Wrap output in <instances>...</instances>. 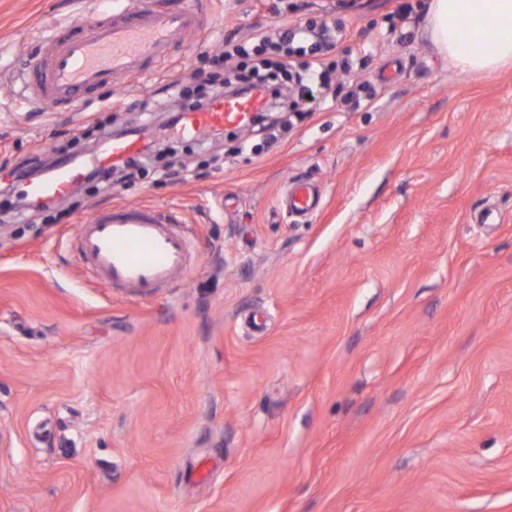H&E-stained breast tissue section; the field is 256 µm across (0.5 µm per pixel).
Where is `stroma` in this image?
<instances>
[{
	"instance_id": "stroma-1",
	"label": "stroma",
	"mask_w": 512,
	"mask_h": 512,
	"mask_svg": "<svg viewBox=\"0 0 512 512\" xmlns=\"http://www.w3.org/2000/svg\"><path fill=\"white\" fill-rule=\"evenodd\" d=\"M98 2L0 0V163L95 166L118 119L182 172L0 217V512H512V66L448 64L425 0H208L147 78L32 105L40 40ZM321 24L332 93L274 142L141 109L225 36ZM116 205L173 220L182 281L91 273L80 225ZM317 189L308 184L287 185L281 199L286 210L295 215H307L315 212L319 206Z\"/></svg>"
}]
</instances>
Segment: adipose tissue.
<instances>
[{
    "instance_id": "adipose-tissue-1",
    "label": "adipose tissue",
    "mask_w": 512,
    "mask_h": 512,
    "mask_svg": "<svg viewBox=\"0 0 512 512\" xmlns=\"http://www.w3.org/2000/svg\"><path fill=\"white\" fill-rule=\"evenodd\" d=\"M426 29L437 51L471 78L512 64V0H429Z\"/></svg>"
}]
</instances>
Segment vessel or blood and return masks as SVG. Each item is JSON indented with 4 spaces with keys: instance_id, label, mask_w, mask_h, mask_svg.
Here are the masks:
<instances>
[{
    "instance_id": "1",
    "label": "vessel or blood",
    "mask_w": 512,
    "mask_h": 512,
    "mask_svg": "<svg viewBox=\"0 0 512 512\" xmlns=\"http://www.w3.org/2000/svg\"><path fill=\"white\" fill-rule=\"evenodd\" d=\"M204 27L197 0L166 10L157 9L156 0H130L122 13L100 12L85 30L51 27L42 52L30 63V98L51 110L79 107L89 93L112 87L116 79L145 75L148 62L164 60L178 36ZM263 106L259 96L221 97L206 111L185 113L183 130L194 135L218 127L242 129ZM138 150V141L116 139L100 161L116 164ZM78 180L75 170L60 166L26 185L24 192L39 201L60 198L72 192ZM281 202L292 214L307 215L317 210L320 199L315 187L294 184L286 188ZM80 239L107 284L137 294L177 282L188 268L189 241L173 233L166 220L138 206L118 205L94 214L82 224Z\"/></svg>"
}]
</instances>
